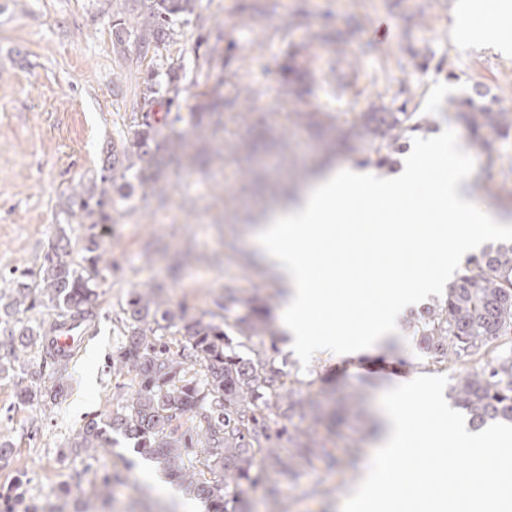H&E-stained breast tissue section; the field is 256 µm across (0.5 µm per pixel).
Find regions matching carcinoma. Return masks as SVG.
Segmentation results:
<instances>
[{"label":"carcinoma","mask_w":512,"mask_h":512,"mask_svg":"<svg viewBox=\"0 0 512 512\" xmlns=\"http://www.w3.org/2000/svg\"><path fill=\"white\" fill-rule=\"evenodd\" d=\"M133 17H119L112 24L113 48L141 67L148 54L173 42L178 22H188L197 0H136ZM230 57L213 44L204 59L208 69L224 68ZM307 61L304 47H292L280 68L282 92L302 93L292 78ZM182 66L169 63L165 71L149 66L141 76L138 111L131 113L119 141L103 148L107 167L99 177L73 196L78 209L64 203L69 218H79L80 250L70 247L66 231L49 243L38 270L24 269L12 278L15 295L0 306V374L15 372L16 350L40 347L38 368L20 369L15 382L21 405L39 404L64 396L69 359L46 347L43 337L66 326L87 332L98 317L97 303L105 272L98 226L115 223L112 213L136 193L164 203V170L206 173L203 151L190 150L188 132L177 127ZM222 78L205 93L189 125L198 137L224 128V112L234 110L239 97L226 99L220 92ZM367 112H354L338 123L328 112H294L293 121L323 127L335 143L351 140L370 144L368 162L382 164L402 146L406 134L422 127L424 118L408 111L407 104L392 109L383 96ZM458 119L473 137L472 143L493 165L501 159L495 146L480 138L487 124L499 127L505 139L512 135V113L480 105L468 98L453 102ZM161 287L132 290L122 308V341L112 351L110 367L118 377L131 376V393L113 405L105 426L91 421L74 435L70 447L76 454L94 456L107 447L108 431L121 432L136 441L140 452L160 463L182 485L209 500L210 512H249L247 490L275 476L296 478L318 464L332 465L334 456L323 440L301 423L323 418L320 401L302 396L327 378L305 380L275 365L263 337L271 335L267 315L272 296L256 297L233 318L235 335L224 331L227 310L188 317L183 305L174 308L163 298ZM37 307L53 311L49 325L32 327L17 318ZM410 327L424 355L437 362H466L474 356L489 357L480 368L463 374L452 387L454 404L465 411L471 424L512 423V347L502 339L512 334V244L488 246L471 258L464 272L449 285L444 301L412 314ZM56 380L45 385V370ZM285 420L274 429L271 418ZM299 423H294L293 419ZM287 444H282V440ZM213 478L208 480L205 473Z\"/></svg>","instance_id":"obj_1"}]
</instances>
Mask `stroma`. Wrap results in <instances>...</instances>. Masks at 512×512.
Listing matches in <instances>:
<instances>
[{
	"label": "stroma",
	"instance_id": "stroma-1",
	"mask_svg": "<svg viewBox=\"0 0 512 512\" xmlns=\"http://www.w3.org/2000/svg\"><path fill=\"white\" fill-rule=\"evenodd\" d=\"M245 0H197L188 23L179 25L173 42L160 49V59L174 60L185 72L181 114H188L213 85L201 67L203 42L222 38L231 46L224 69V95L248 87L244 112L257 113L265 139H282L285 149L262 148L251 158L269 188L260 194L247 187L242 165L228 146L247 135V128L227 123L218 135L221 157L203 179L168 170L165 205L133 197L132 207L116 223L106 225L101 250L111 266L99 290V317L68 365L67 387L59 403L32 409L19 405L12 378L0 375V442L12 454L0 462V512H186L192 494L173 499L146 486L143 456L131 441L113 434L106 451L89 458L69 446L75 430L107 419L122 385L108 359L120 335L113 318L127 294L149 284L163 287L171 305H186L198 316L215 311L225 288L236 299L229 315L243 313V300L279 291L270 269L250 248L260 217L275 209L269 196L287 178L289 163L310 167L324 162L340 171L362 166L368 145L358 142L326 156L321 135L293 125L297 110L362 112L386 89L394 106L414 93L427 123L409 133L406 147L434 135L460 145L470 171L474 199L512 223V177L501 174L512 165V138L485 126L484 139L501 155L498 165L472 144L468 132L448 110L449 99L487 91L512 99V51L495 44L464 46L454 31L456 0H277L273 11L244 10ZM133 0H0V305L9 302L10 273L41 262L59 231L78 236L77 224H65L63 191L80 188L96 177L100 149L118 138L135 111L139 90L123 57L112 46V23L134 11ZM302 10L305 24L282 29L283 13ZM358 30H350L352 19ZM350 30L343 48L316 43L324 27ZM266 43L251 49L252 40ZM311 43L308 70L313 93L297 100L279 86L278 66L289 47ZM357 81L345 96L336 81L349 69ZM278 359L300 376L335 371L337 394L364 392L363 409L343 411L336 428L315 427L332 448V468L318 467L293 481L278 484L280 512H340V502L360 476L375 444L382 409L379 398L412 375H444L456 383L472 362L439 365L416 347L407 317H400L388 339L361 354L358 364L343 358H299L275 334ZM110 477L109 497L97 493Z\"/></svg>",
	"mask_w": 512,
	"mask_h": 512
}]
</instances>
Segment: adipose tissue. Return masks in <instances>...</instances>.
I'll list each match as a JSON object with an SVG mask.
<instances>
[{
    "mask_svg": "<svg viewBox=\"0 0 512 512\" xmlns=\"http://www.w3.org/2000/svg\"><path fill=\"white\" fill-rule=\"evenodd\" d=\"M456 36L468 45L512 46V10L458 0ZM430 180V204L404 199ZM452 140L428 143L390 178L370 170L327 171L297 200L265 215L252 248L285 290L281 327L302 353L374 348L400 314L445 284L481 243L511 236L506 220L481 208ZM368 198V210L343 199Z\"/></svg>",
    "mask_w": 512,
    "mask_h": 512,
    "instance_id": "1",
    "label": "adipose tissue"
}]
</instances>
